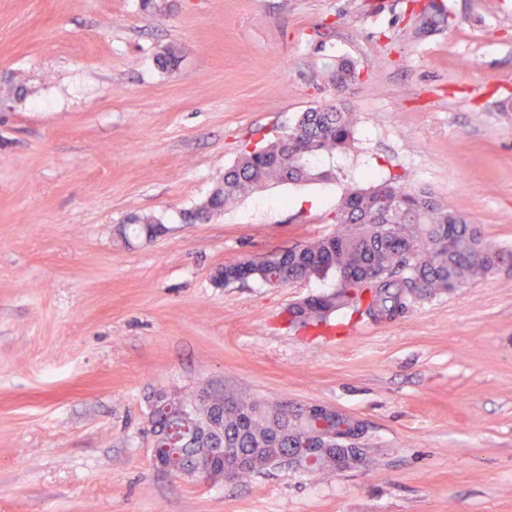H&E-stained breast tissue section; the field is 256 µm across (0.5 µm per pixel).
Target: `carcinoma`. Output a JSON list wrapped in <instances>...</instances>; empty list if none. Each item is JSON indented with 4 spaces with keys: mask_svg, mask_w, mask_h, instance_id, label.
Masks as SVG:
<instances>
[{
    "mask_svg": "<svg viewBox=\"0 0 512 512\" xmlns=\"http://www.w3.org/2000/svg\"><path fill=\"white\" fill-rule=\"evenodd\" d=\"M356 79V68L342 60L330 74L335 86ZM352 113L333 106L313 107L301 114L295 126L277 138L245 145L237 161L224 169L223 184L205 202L183 215L184 222L209 221L238 196L269 184L315 183L336 179L335 169L321 164L324 156L347 148L354 139ZM336 232L284 252L244 257L215 271L216 281L230 286L240 273L248 280L283 284L291 279L311 280L336 276V289L322 294L318 305L302 306L289 320L297 329L326 326L338 312L361 310L359 297L350 294L360 280L379 277L376 304L380 318H391L419 298L447 294L491 273L504 255L488 244L466 217L389 179L368 188L345 193L333 215ZM163 228L154 216H135L121 230L123 236L152 241ZM154 401L171 411L193 405L189 415L197 438L185 448L171 444L168 423L160 425L158 452L171 458L207 454L211 443L234 454H243L251 466L239 472L247 477L273 467L281 452L299 448L302 438L289 428L286 410L231 389L213 390V400L198 393L189 396L159 391ZM353 460H336L330 454L310 472L349 469Z\"/></svg>",
    "mask_w": 512,
    "mask_h": 512,
    "instance_id": "1",
    "label": "carcinoma"
}]
</instances>
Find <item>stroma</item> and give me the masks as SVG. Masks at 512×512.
Masks as SVG:
<instances>
[{"label": "stroma", "instance_id": "obj_1", "mask_svg": "<svg viewBox=\"0 0 512 512\" xmlns=\"http://www.w3.org/2000/svg\"><path fill=\"white\" fill-rule=\"evenodd\" d=\"M342 60L356 81L328 85ZM325 105L358 118L335 182L183 222L244 144ZM392 177L512 254V0H0V512H512V261L340 312L338 344L285 320L334 281L213 278ZM136 215L165 233L122 239ZM202 385L343 413L369 461L154 469L150 395Z\"/></svg>", "mask_w": 512, "mask_h": 512}]
</instances>
